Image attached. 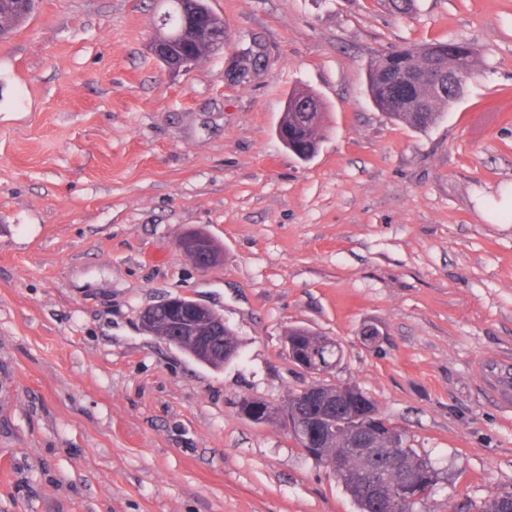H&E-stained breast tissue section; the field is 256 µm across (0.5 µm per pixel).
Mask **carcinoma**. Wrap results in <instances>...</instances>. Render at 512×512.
Listing matches in <instances>:
<instances>
[{"label": "carcinoma", "mask_w": 512, "mask_h": 512, "mask_svg": "<svg viewBox=\"0 0 512 512\" xmlns=\"http://www.w3.org/2000/svg\"><path fill=\"white\" fill-rule=\"evenodd\" d=\"M167 16L160 17L163 34L158 37L160 53L179 56L193 53L205 60L210 56L206 47V29H224V20L213 12L202 27L185 26L181 23L178 0H166ZM32 0H0V39L7 38L33 13ZM463 45L459 40L433 42L420 47L392 49L380 56L371 65L368 76V94L373 103L391 118L425 130L435 125L443 116L442 108L456 100L457 93L448 88V72L457 71L465 81L476 74L475 54L465 56L454 54ZM305 113L286 111L282 114L277 131L282 136L281 144L303 160L314 156L320 139L324 113H319V122L314 125L304 120ZM286 336L298 337L305 348L319 352L325 358L328 371L336 367L342 357V347L333 338L321 336L302 326L288 329ZM392 424H387L380 438L379 447L390 448L398 443L400 448L397 467L385 477L382 492L372 496L353 481L356 473L377 465V462L360 454L351 447V442L342 433L336 434L322 448L315 450L312 457L326 466L341 461L344 468L333 469L332 473L345 492L357 505L359 512H401L400 502L390 494V487L396 484L403 474L420 477L416 493L418 498L412 505V512H429V499L443 480L440 472L431 461L418 455L412 448H404L403 437L391 432ZM479 512H512V493L498 494L485 500Z\"/></svg>", "instance_id": "obj_1"}]
</instances>
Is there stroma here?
<instances>
[{
    "label": "stroma",
    "instance_id": "obj_1",
    "mask_svg": "<svg viewBox=\"0 0 512 512\" xmlns=\"http://www.w3.org/2000/svg\"><path fill=\"white\" fill-rule=\"evenodd\" d=\"M224 48L174 76L163 0H38L0 40V512H358L275 404L355 385L443 482L431 512L512 492V0H208ZM462 40L477 74L425 131L367 92L375 59ZM263 63L225 79L239 52ZM325 107L317 154L275 131L288 95ZM208 233L221 262L178 246ZM184 296L224 317L213 368L147 334ZM305 326L343 357L289 362ZM375 327L376 341L362 332ZM178 244L182 251L201 270L215 265L219 259L213 254L209 239L199 230L186 231L179 238ZM292 336L299 337L306 349H310L316 353L320 352L323 355L326 362L325 368L321 371L322 373L335 368L341 360L342 347L335 339L320 336L318 333L306 327L294 326L288 329L285 336L288 359L305 372L316 374L317 370L321 367L320 358L314 352L304 353L298 348L296 339H288V337Z\"/></svg>",
    "mask_w": 512,
    "mask_h": 512
}]
</instances>
